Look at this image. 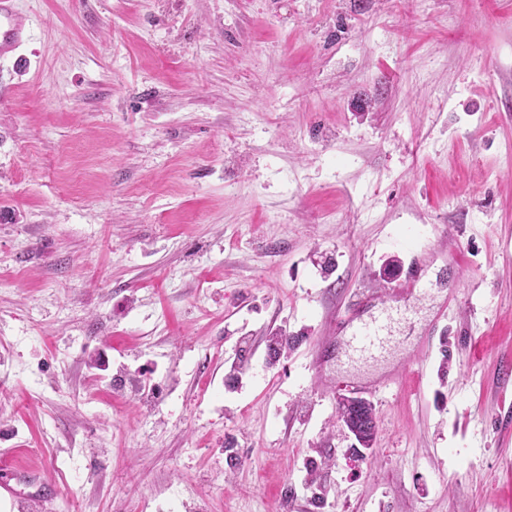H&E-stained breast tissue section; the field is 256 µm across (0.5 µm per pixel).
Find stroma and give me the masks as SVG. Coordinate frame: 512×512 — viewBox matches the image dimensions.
Listing matches in <instances>:
<instances>
[{
  "mask_svg": "<svg viewBox=\"0 0 512 512\" xmlns=\"http://www.w3.org/2000/svg\"><path fill=\"white\" fill-rule=\"evenodd\" d=\"M17 8L0 455L36 470L7 481L55 512H512V0ZM364 290L408 314L349 364Z\"/></svg>",
  "mask_w": 512,
  "mask_h": 512,
  "instance_id": "stroma-1",
  "label": "stroma"
}]
</instances>
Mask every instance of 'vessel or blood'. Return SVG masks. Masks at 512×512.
<instances>
[{
    "mask_svg": "<svg viewBox=\"0 0 512 512\" xmlns=\"http://www.w3.org/2000/svg\"><path fill=\"white\" fill-rule=\"evenodd\" d=\"M27 18L16 8V0H0V57L16 54L28 40ZM393 309L385 308L369 320L350 324L346 315L337 314L336 326L348 331L344 354L348 360L375 359L382 356L392 341Z\"/></svg>",
    "mask_w": 512,
    "mask_h": 512,
    "instance_id": "vessel-or-blood-1",
    "label": "vessel or blood"
}]
</instances>
